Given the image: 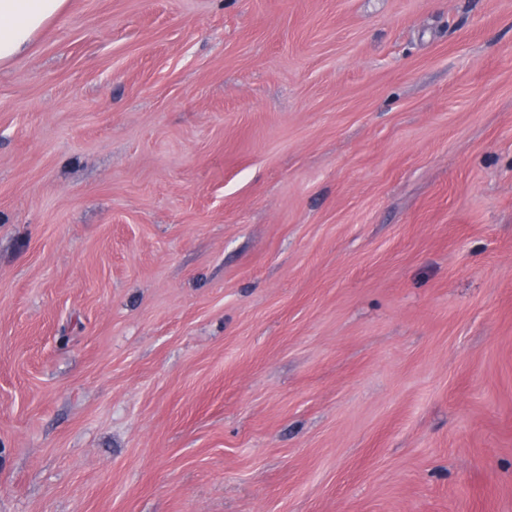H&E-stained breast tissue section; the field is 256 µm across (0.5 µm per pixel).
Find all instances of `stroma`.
<instances>
[{"mask_svg": "<svg viewBox=\"0 0 512 512\" xmlns=\"http://www.w3.org/2000/svg\"><path fill=\"white\" fill-rule=\"evenodd\" d=\"M0 512H512V0H68L0 65Z\"/></svg>", "mask_w": 512, "mask_h": 512, "instance_id": "1", "label": "stroma"}]
</instances>
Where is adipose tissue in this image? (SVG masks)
Returning <instances> with one entry per match:
<instances>
[{"mask_svg":"<svg viewBox=\"0 0 512 512\" xmlns=\"http://www.w3.org/2000/svg\"><path fill=\"white\" fill-rule=\"evenodd\" d=\"M66 0H0V64L22 54Z\"/></svg>","mask_w":512,"mask_h":512,"instance_id":"obj_1","label":"adipose tissue"}]
</instances>
